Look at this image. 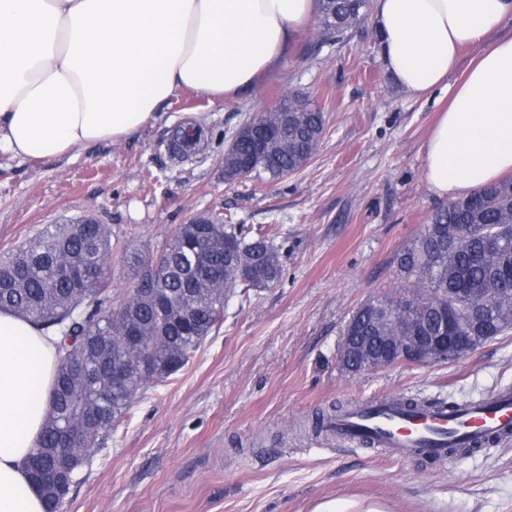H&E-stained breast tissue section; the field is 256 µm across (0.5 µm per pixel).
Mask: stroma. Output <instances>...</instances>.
Instances as JSON below:
<instances>
[{
    "label": "stroma",
    "instance_id": "stroma-1",
    "mask_svg": "<svg viewBox=\"0 0 512 512\" xmlns=\"http://www.w3.org/2000/svg\"><path fill=\"white\" fill-rule=\"evenodd\" d=\"M326 116L309 163L280 180L228 183L229 137L290 93ZM441 92L401 90L380 59L373 17L342 42L309 24L251 93L213 103L183 92L135 137L62 157L0 156V255L46 225L88 216L119 248L157 249L179 225L221 212L281 247L283 278L232 297L188 364L141 390L93 449L63 512H512V441L431 463L314 434L316 412L374 396L467 401L512 388V333L460 360L350 375L337 344L355 309L393 293L396 256L443 202L424 173ZM196 152L178 157L177 130Z\"/></svg>",
    "mask_w": 512,
    "mask_h": 512
}]
</instances>
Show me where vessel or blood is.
<instances>
[{
    "instance_id": "b4317fda",
    "label": "vessel or blood",
    "mask_w": 512,
    "mask_h": 512,
    "mask_svg": "<svg viewBox=\"0 0 512 512\" xmlns=\"http://www.w3.org/2000/svg\"><path fill=\"white\" fill-rule=\"evenodd\" d=\"M366 428L377 432L381 447L403 458L442 455L452 434L479 439L495 431L511 438L512 391L465 401L451 410L437 406L412 415L395 410L389 398L375 397L360 403L352 417L337 422L334 432L353 444Z\"/></svg>"
}]
</instances>
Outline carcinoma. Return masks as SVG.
<instances>
[{
	"instance_id": "obj_1",
	"label": "carcinoma",
	"mask_w": 512,
	"mask_h": 512,
	"mask_svg": "<svg viewBox=\"0 0 512 512\" xmlns=\"http://www.w3.org/2000/svg\"><path fill=\"white\" fill-rule=\"evenodd\" d=\"M323 42L338 43L369 13L371 0H318ZM298 112L280 113L288 125V143L274 141L268 151L256 149L245 125L224 151L228 182L279 180L302 169L312 154L301 143L318 144L325 114L298 94ZM497 236L503 251L493 254L485 241ZM112 233L92 219L49 224L24 245L0 257V310H10L59 336L58 362L50 411L28 466L35 482L60 457L78 476L85 449L98 447L130 410L140 389L162 382L187 365L207 336L224 319L228 300L241 287L247 292L275 286L282 278L280 248L267 235L252 234L243 224H226L212 214L178 227L161 249L134 248L121 253L126 269L122 302L107 292ZM512 265V179L448 201L428 217L418 239L397 258L400 300L420 289L423 298L411 308L410 325L436 318L456 288L470 296L490 295L497 318L487 327L488 340L512 331V279L500 268ZM435 265L437 280L421 283L422 267ZM87 275L73 280L69 271ZM139 332L143 347L129 344L123 328ZM148 359L152 372L139 366ZM127 362L125 380L112 385V365ZM95 410L94 419L85 418ZM494 442L458 438L448 442V455L467 456Z\"/></svg>"
}]
</instances>
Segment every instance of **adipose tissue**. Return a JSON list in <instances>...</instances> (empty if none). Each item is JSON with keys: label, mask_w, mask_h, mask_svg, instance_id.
I'll list each match as a JSON object with an SVG mask.
<instances>
[{"label": "adipose tissue", "mask_w": 512, "mask_h": 512, "mask_svg": "<svg viewBox=\"0 0 512 512\" xmlns=\"http://www.w3.org/2000/svg\"><path fill=\"white\" fill-rule=\"evenodd\" d=\"M316 0H0V154L62 156L133 137L170 98L237 99L283 56ZM381 58L398 87L446 86L425 143L440 196L512 172V0H374ZM481 45L454 86L461 48ZM54 338L0 311V512H44L25 460L50 408Z\"/></svg>", "instance_id": "obj_1"}]
</instances>
